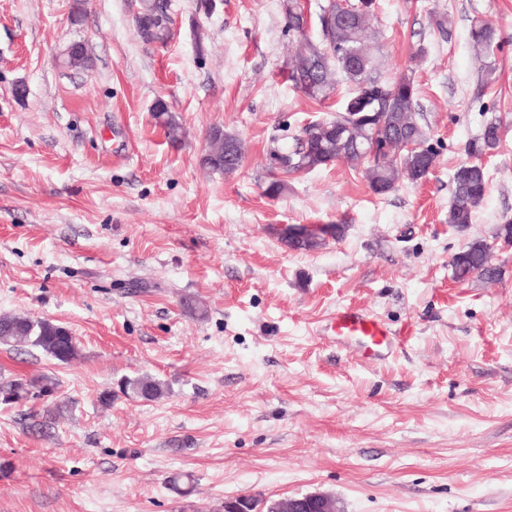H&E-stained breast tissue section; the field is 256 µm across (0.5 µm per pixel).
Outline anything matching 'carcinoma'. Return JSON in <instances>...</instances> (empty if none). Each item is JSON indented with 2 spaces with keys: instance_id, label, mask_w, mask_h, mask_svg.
Returning a JSON list of instances; mask_svg holds the SVG:
<instances>
[{
  "instance_id": "carcinoma-1",
  "label": "carcinoma",
  "mask_w": 512,
  "mask_h": 512,
  "mask_svg": "<svg viewBox=\"0 0 512 512\" xmlns=\"http://www.w3.org/2000/svg\"><path fill=\"white\" fill-rule=\"evenodd\" d=\"M354 3L357 8L353 12L346 11L338 0H332L327 9L317 4L311 22L316 34L311 35L309 28L303 27L304 5L299 0H282L286 31L294 36L288 82L315 101L328 98L341 81L347 84L348 92L336 118L307 125L293 138L291 146L285 145L269 153L272 180L265 188L269 197L276 198L288 191V176L338 160L366 164L369 188L379 196L392 192L399 177L418 181L427 177L435 165L437 152L429 144L428 128L420 112L415 71L408 65L391 79L380 74L376 31L370 26L376 15V0H354ZM136 23L142 38L166 43L171 24L167 0H144ZM469 39L476 54L486 60L484 76L489 82L493 79L494 67L488 58L498 47L496 30L477 17L471 21ZM153 112L168 140L179 142L181 124L165 101L156 100ZM207 136L208 149L201 159L202 167L226 174L235 171L236 167L228 164L227 156L233 154L238 162H243L240 140L219 126L211 128ZM383 139L389 142L388 152L380 158H369L373 145ZM409 140L420 148L412 152L402 148ZM501 141L502 123L492 116L483 121L478 134L465 144L466 160L452 175L453 201L448 210V223L460 232L472 224L473 212L488 191V173L481 159L495 151ZM490 254L491 245L487 240L470 239L452 258L453 278L465 281L474 275L486 279L498 276ZM0 344L30 346L62 364L73 362L79 355L77 340L69 329L24 314L0 317ZM57 387L56 380L46 374L1 381L0 405L10 406L30 398L46 399L42 412L30 424L32 431L44 435L62 411L56 400ZM123 391L148 401L157 400L165 393L163 384L150 376L127 380Z\"/></svg>"
}]
</instances>
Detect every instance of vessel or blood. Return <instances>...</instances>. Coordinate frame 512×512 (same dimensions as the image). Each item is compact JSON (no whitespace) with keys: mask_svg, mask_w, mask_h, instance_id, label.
<instances>
[{"mask_svg":"<svg viewBox=\"0 0 512 512\" xmlns=\"http://www.w3.org/2000/svg\"><path fill=\"white\" fill-rule=\"evenodd\" d=\"M323 332L337 339H355L369 355L382 359L391 351L395 338L391 329L365 309L345 306L334 313Z\"/></svg>","mask_w":512,"mask_h":512,"instance_id":"vessel-or-blood-1","label":"vessel or blood"}]
</instances>
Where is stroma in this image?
Here are the masks:
<instances>
[{
    "instance_id": "1",
    "label": "stroma",
    "mask_w": 512,
    "mask_h": 512,
    "mask_svg": "<svg viewBox=\"0 0 512 512\" xmlns=\"http://www.w3.org/2000/svg\"><path fill=\"white\" fill-rule=\"evenodd\" d=\"M73 4L0 0V313L80 343L68 365L0 346V376L53 375L65 406L46 437L28 428L40 402L0 406V512H224L241 495L315 493L341 512H512V249H493V282L451 267L467 238L512 218V0H380L382 75L427 49L415 78L432 173L378 196L340 161L290 176L277 199L263 193L269 149L337 108L283 80L279 0H216L210 14L170 0L163 47L137 33L141 0ZM476 17L501 41L485 87ZM76 41L90 66L61 67ZM160 98L182 142L154 118ZM486 108L507 132L463 235L450 178ZM216 125L243 146L229 174L200 165ZM284 224L344 231L293 251ZM350 304L400 336L392 357L320 335ZM142 375L162 398L121 393Z\"/></svg>"
}]
</instances>
